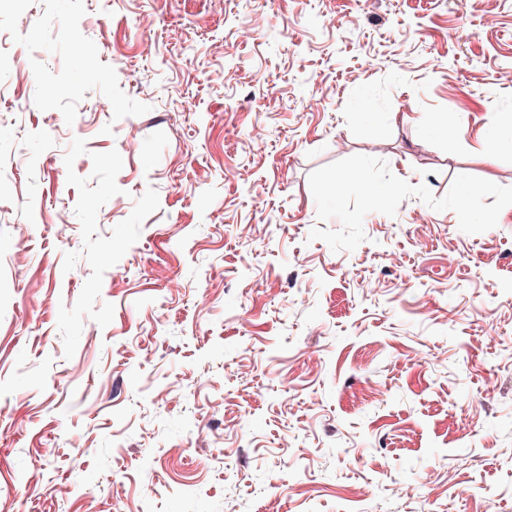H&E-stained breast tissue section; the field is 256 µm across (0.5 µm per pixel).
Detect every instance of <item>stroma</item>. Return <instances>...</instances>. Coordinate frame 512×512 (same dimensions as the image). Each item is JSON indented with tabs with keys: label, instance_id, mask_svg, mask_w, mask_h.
<instances>
[{
	"label": "stroma",
	"instance_id": "stroma-1",
	"mask_svg": "<svg viewBox=\"0 0 512 512\" xmlns=\"http://www.w3.org/2000/svg\"><path fill=\"white\" fill-rule=\"evenodd\" d=\"M14 53L0 512H512V0H0Z\"/></svg>",
	"mask_w": 512,
	"mask_h": 512
}]
</instances>
